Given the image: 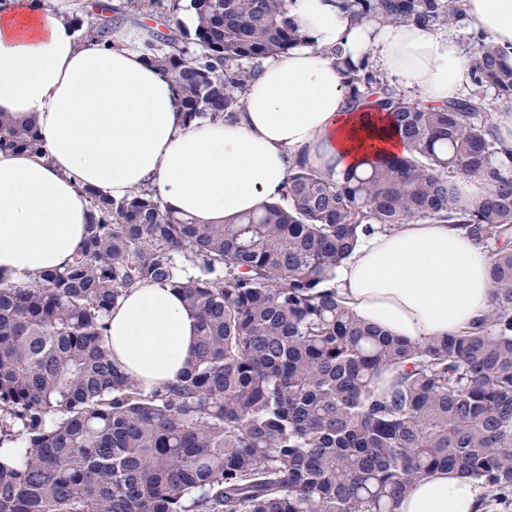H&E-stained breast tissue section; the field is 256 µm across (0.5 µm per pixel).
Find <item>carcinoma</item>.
Returning a JSON list of instances; mask_svg holds the SVG:
<instances>
[{
  "label": "carcinoma",
  "instance_id": "obj_1",
  "mask_svg": "<svg viewBox=\"0 0 512 512\" xmlns=\"http://www.w3.org/2000/svg\"><path fill=\"white\" fill-rule=\"evenodd\" d=\"M161 0L72 17L104 44ZM190 33L146 43L184 122L233 117L264 59L303 42L287 0H191ZM354 19L448 26L458 0H341ZM477 89L424 105L344 63L407 152L334 181L299 159L282 197L198 224L148 189L88 190L82 247L65 267L0 275V512H395L436 469L512 501V148L484 89L512 108V66L480 38ZM44 153L34 125L0 113V152ZM494 193L460 202L458 180ZM457 224L497 244L490 309L458 336L413 343L358 319L330 285L360 237L407 220ZM144 282L180 290L198 355L148 389L117 370L106 322Z\"/></svg>",
  "mask_w": 512,
  "mask_h": 512
}]
</instances>
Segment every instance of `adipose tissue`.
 Wrapping results in <instances>:
<instances>
[{
  "mask_svg": "<svg viewBox=\"0 0 512 512\" xmlns=\"http://www.w3.org/2000/svg\"><path fill=\"white\" fill-rule=\"evenodd\" d=\"M82 0H0V112L35 123L45 154L0 152V273L21 281L64 267L89 221L86 190L115 198L151 188L163 206L221 224L280 198L297 159L336 179L405 150L379 113L353 109L344 62L365 63L426 104L474 87L470 59L429 26L353 20L339 0H289L304 37L262 62L234 120L184 124L170 82L143 46L162 23L118 26L107 45L79 47ZM471 30L512 65V0H462ZM492 250L452 224L410 220L363 236L333 285L355 315L423 342L453 336L491 304ZM197 319L181 292L146 282L108 318L112 361L149 388L175 381L197 353ZM482 490L451 470L417 482L396 512H480Z\"/></svg>",
  "mask_w": 512,
  "mask_h": 512,
  "instance_id": "obj_1",
  "label": "adipose tissue"
}]
</instances>
